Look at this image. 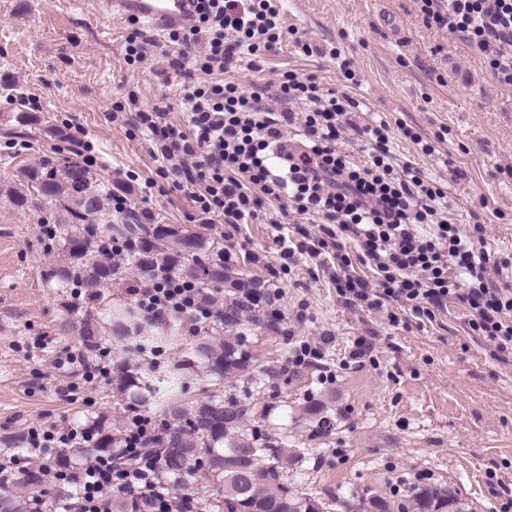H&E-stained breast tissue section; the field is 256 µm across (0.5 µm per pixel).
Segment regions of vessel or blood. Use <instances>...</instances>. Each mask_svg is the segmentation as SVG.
Here are the masks:
<instances>
[{"mask_svg": "<svg viewBox=\"0 0 512 512\" xmlns=\"http://www.w3.org/2000/svg\"><path fill=\"white\" fill-rule=\"evenodd\" d=\"M103 14L135 16L155 29H176L195 18V0H98Z\"/></svg>", "mask_w": 512, "mask_h": 512, "instance_id": "vessel-or-blood-1", "label": "vessel or blood"}]
</instances>
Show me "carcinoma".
Listing matches in <instances>:
<instances>
[{
	"mask_svg": "<svg viewBox=\"0 0 512 512\" xmlns=\"http://www.w3.org/2000/svg\"><path fill=\"white\" fill-rule=\"evenodd\" d=\"M109 192L91 172L73 164L45 159L36 167H21L16 184L5 191L15 207L49 210L52 223L59 226L64 265L54 273L56 285L64 290L78 282L92 299L104 297V290L124 269L98 258L101 236L126 240L133 246L130 264L139 275L171 270L198 282L207 296L210 289L224 288V304L213 309L201 337L168 367L167 376H152V369L129 356V344L139 353L183 344L182 325L176 320H147L132 305L103 308L110 328L101 334L97 323L81 319L75 311L63 317L64 332L77 331L86 350L100 352L108 342L125 357L113 363L117 372L116 397L135 406H148L158 413L164 426L145 443V456L153 461L157 481L170 489L195 497V512H326L321 500L299 493L288 481L290 465L304 462L302 448L288 447V436L278 435L265 425L267 408L233 397L210 395L188 405L176 392L186 373L201 368L209 376L230 386L246 380L265 384L275 377L270 369L261 373L253 366L255 356L248 346L251 326L279 327V319L249 302L256 285L210 257L211 244L201 233L174 224H145L135 210L105 219ZM304 413L318 432L331 431L329 408L321 401H309ZM97 439L77 442L57 456L56 465L68 468L109 456L118 469L137 465L121 451L123 429L94 426ZM200 477L215 485V493L197 496L190 479ZM45 481L42 468H29L18 477L3 476L0 512H39L27 491ZM77 490L62 483L53 496L55 512H69ZM413 512H467V506L448 494L442 484H427L413 491ZM358 512H391L381 497L360 500Z\"/></svg>",
	"mask_w": 512,
	"mask_h": 512,
	"instance_id": "1",
	"label": "carcinoma"
}]
</instances>
